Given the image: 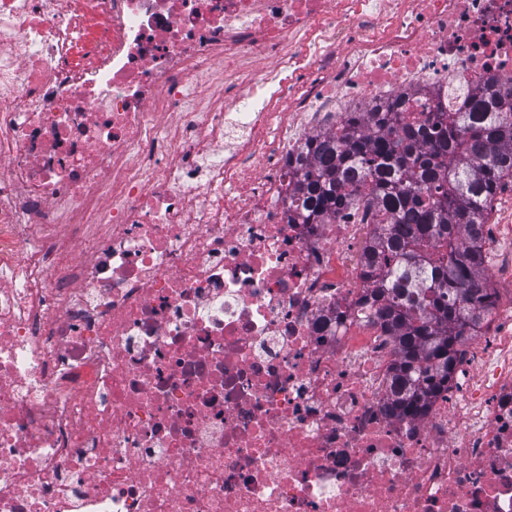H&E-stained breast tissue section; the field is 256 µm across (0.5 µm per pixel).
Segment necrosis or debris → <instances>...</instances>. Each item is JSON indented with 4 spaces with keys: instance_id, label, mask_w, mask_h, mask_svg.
<instances>
[{
    "instance_id": "obj_1",
    "label": "necrosis or debris",
    "mask_w": 512,
    "mask_h": 512,
    "mask_svg": "<svg viewBox=\"0 0 512 512\" xmlns=\"http://www.w3.org/2000/svg\"><path fill=\"white\" fill-rule=\"evenodd\" d=\"M512 95V0H0V512H512V299L423 414L293 224L351 113Z\"/></svg>"
}]
</instances>
